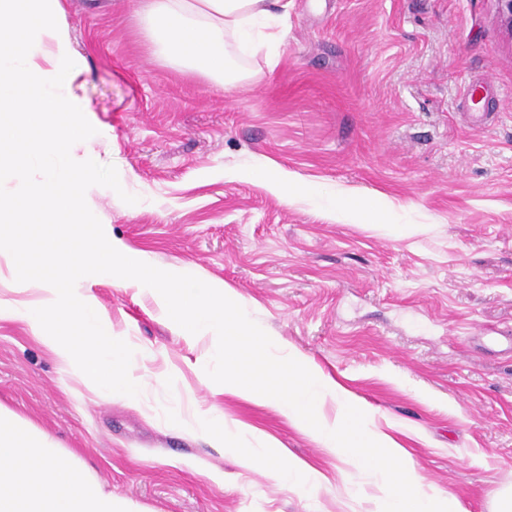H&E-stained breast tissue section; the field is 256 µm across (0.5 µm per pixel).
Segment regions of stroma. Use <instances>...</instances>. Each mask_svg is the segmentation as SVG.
I'll return each mask as SVG.
<instances>
[{"label":"stroma","instance_id":"stroma-1","mask_svg":"<svg viewBox=\"0 0 512 512\" xmlns=\"http://www.w3.org/2000/svg\"><path fill=\"white\" fill-rule=\"evenodd\" d=\"M133 2L61 0L93 153L138 199L93 188L113 238L234 288L378 425L409 426L426 489L492 512L512 483V32L497 0H292L277 62L248 57L257 79L230 92L159 57ZM476 82L486 127L461 97ZM270 162L297 181L293 200L253 177ZM91 291L153 353L141 400L98 396L2 319L0 404L148 512H374L375 473L201 387L211 342L178 335L149 292L109 277ZM186 392L320 469L327 491L303 495L171 426Z\"/></svg>","mask_w":512,"mask_h":512}]
</instances>
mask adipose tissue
Here are the masks:
<instances>
[{"instance_id": "ef3b65f1", "label": "adipose tissue", "mask_w": 512, "mask_h": 512, "mask_svg": "<svg viewBox=\"0 0 512 512\" xmlns=\"http://www.w3.org/2000/svg\"><path fill=\"white\" fill-rule=\"evenodd\" d=\"M145 34L167 60L229 90L253 79L241 56L275 58L288 27V0H136ZM175 425L227 448L243 466L314 496L327 489L321 471L287 455L259 433L229 427L223 416L175 405ZM0 512H146L113 494L75 453L28 419L0 405Z\"/></svg>"}]
</instances>
